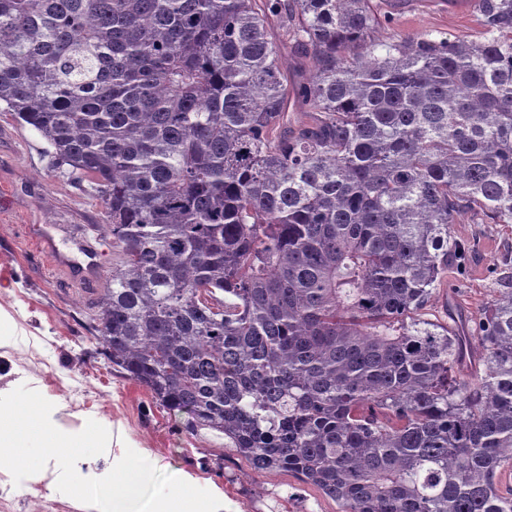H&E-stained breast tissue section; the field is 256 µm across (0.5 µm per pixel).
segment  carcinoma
I'll use <instances>...</instances> for the list:
<instances>
[{
  "label": "carcinoma",
  "instance_id": "1",
  "mask_svg": "<svg viewBox=\"0 0 512 512\" xmlns=\"http://www.w3.org/2000/svg\"><path fill=\"white\" fill-rule=\"evenodd\" d=\"M476 5L383 40L373 0H0V104L120 251L90 344L340 512H512V267L423 318L453 225L512 224V0Z\"/></svg>",
  "mask_w": 512,
  "mask_h": 512
}]
</instances>
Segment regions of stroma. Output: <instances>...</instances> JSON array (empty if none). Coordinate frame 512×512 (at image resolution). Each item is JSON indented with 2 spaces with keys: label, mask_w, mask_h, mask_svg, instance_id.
Here are the masks:
<instances>
[{
  "label": "stroma",
  "mask_w": 512,
  "mask_h": 512,
  "mask_svg": "<svg viewBox=\"0 0 512 512\" xmlns=\"http://www.w3.org/2000/svg\"><path fill=\"white\" fill-rule=\"evenodd\" d=\"M392 22L379 38L432 33L476 38L480 30L473 0H384ZM100 199L54 171L44 139L0 112V351L16 365L0 379V395L19 385L53 403V424L78 433L92 419L110 433L104 453L80 460L81 476L100 478L121 446L147 451L158 470L223 495L240 512H338L315 487L285 472L251 470L222 437L191 432L187 418L156 405L148 389L90 356L84 328L107 286L118 250L98 246L94 227L103 223ZM45 229L54 252L26 233ZM453 232L469 244L464 263L448 271L428 319L443 325L473 316L498 290V268L512 257V224L462 220Z\"/></svg>",
  "instance_id": "obj_1"
}]
</instances>
